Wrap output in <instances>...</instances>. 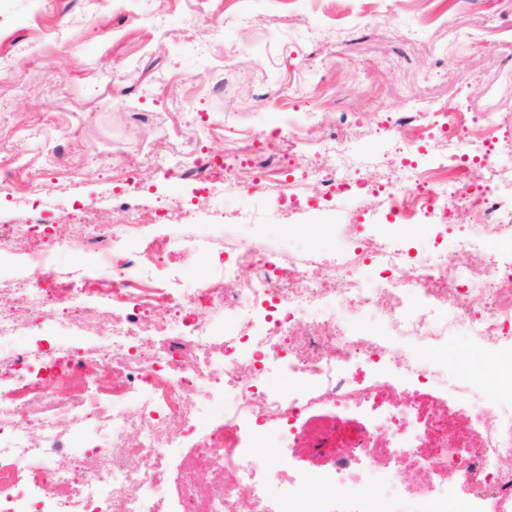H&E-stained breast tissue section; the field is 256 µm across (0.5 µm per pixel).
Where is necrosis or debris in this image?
Wrapping results in <instances>:
<instances>
[{
    "label": "necrosis or debris",
    "mask_w": 512,
    "mask_h": 512,
    "mask_svg": "<svg viewBox=\"0 0 512 512\" xmlns=\"http://www.w3.org/2000/svg\"><path fill=\"white\" fill-rule=\"evenodd\" d=\"M505 124L499 113L472 116L453 104L400 113L388 129L403 150L414 155L436 140L438 164L414 167L406 180L384 175L373 186L351 181L352 171L380 168L382 158L361 152L362 127L345 112L329 130L319 112L307 113L296 132L273 130L283 155L252 154L240 171L203 151L159 161L165 174L208 191L217 177L231 190L270 174L282 195L290 188L287 163L313 182L317 202L352 195L362 204L373 194L394 224L456 218L468 233L454 264L439 251L413 255L380 236L349 235L331 258L283 255L244 239L231 261L187 286L170 257L209 251L211 243L184 232L179 204L160 219H137L142 185L130 171L115 186L127 196L133 221L97 223L98 205L90 199L82 223L71 227L68 248L95 254L96 266L55 268L40 222L24 219L0 230V256H12L22 269L0 283V305L16 310L0 317V343L35 317L86 339L0 358V512H30L35 503L39 512H512V364L501 370L498 412L488 419L476 387L433 354L449 337L474 336L482 345L467 359L477 366L512 337V152L497 149ZM477 255L484 258L478 265ZM315 265L324 276H310ZM364 267L380 270L378 286L359 276ZM90 304L106 320L76 319ZM327 305L350 315L378 308L379 337L319 318ZM383 335L411 341L415 354L393 359L379 342ZM364 358L392 361L404 380L434 381L448 420L468 422L472 443L449 430L432 436L413 408L398 403L342 440L333 425L278 433L302 407L316 414L376 404L379 383L357 386L347 377ZM271 370L294 378L292 390L262 385ZM223 388L224 417L244 430L232 440L218 431L197 433L207 408L190 398ZM131 430L138 441L130 448ZM75 432L87 460L59 468L53 454ZM189 434L194 440L185 454L181 443ZM257 440L269 448L334 449L338 468L309 475L284 461L256 465L249 449ZM243 487L249 498L240 497Z\"/></svg>",
    "instance_id": "necrosis-or-debris-1"
}]
</instances>
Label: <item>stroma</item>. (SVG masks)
<instances>
[{
  "instance_id": "1",
  "label": "stroma",
  "mask_w": 512,
  "mask_h": 512,
  "mask_svg": "<svg viewBox=\"0 0 512 512\" xmlns=\"http://www.w3.org/2000/svg\"><path fill=\"white\" fill-rule=\"evenodd\" d=\"M392 0H122L95 8L90 0H0V166L14 156L37 161L56 149L74 178L41 181L42 201L71 207L96 197L99 221L125 223L115 207L108 169L148 173L142 201H173L186 210L188 231L210 235L227 214L257 213L233 236L263 237L299 254L340 249L354 200L335 211L307 205L281 215L259 208L254 192L196 193L154 170L157 156L196 146L224 154L239 167L245 151H225L213 124L262 135L302 121L307 107L333 121L337 112H406L465 99L478 112L512 115V82L501 62L512 57V0L504 18L489 19L483 0L438 9L435 0H410L396 28L381 30L362 16L389 9ZM478 31L482 44L454 47L452 33ZM339 45V58L329 49ZM230 64L233 93L220 95L213 75ZM325 76L326 94L314 104L302 92ZM42 121L46 134L22 131ZM66 131L56 140L57 131Z\"/></svg>"
}]
</instances>
